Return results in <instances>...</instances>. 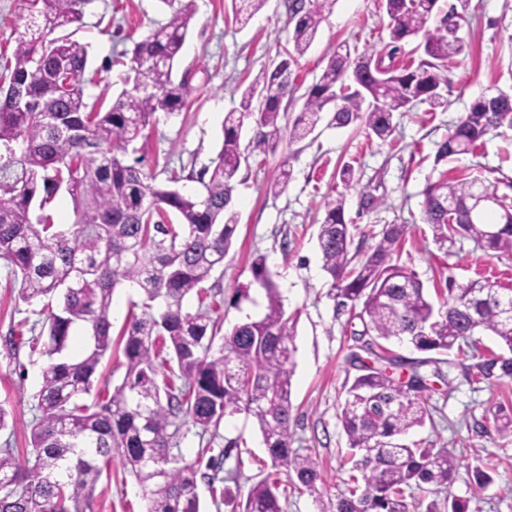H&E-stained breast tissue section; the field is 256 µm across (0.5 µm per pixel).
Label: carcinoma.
I'll return each instance as SVG.
<instances>
[{
	"label": "carcinoma",
	"mask_w": 512,
	"mask_h": 512,
	"mask_svg": "<svg viewBox=\"0 0 512 512\" xmlns=\"http://www.w3.org/2000/svg\"><path fill=\"white\" fill-rule=\"evenodd\" d=\"M90 0H28L30 13L19 33L14 66L0 82L27 87L26 102L0 99V260L21 279L23 298L56 299L49 310L42 354L47 363L38 395L40 412L32 451L24 461L0 448V512H94V491L103 469L118 455L126 471L146 489V512H200L197 476L203 459L218 464L233 448L211 456L212 439L224 419L243 413L256 424L274 469L297 478L316 496L320 512H410L406 492L438 493L448 487L457 459L445 448L402 441L430 416L428 381L442 377L439 359H408L389 348L396 339L420 352L445 354L467 347L479 356L475 333L496 336L512 354V295L475 279L446 278L448 298L437 305L414 273L399 264L405 225L391 224L373 250L351 252L345 196L328 202L318 244L331 294L362 329L353 331L372 356L347 385L340 420L353 452L347 489L322 499L314 460L290 450L291 380L295 368L297 317L286 314L265 258L252 263L254 282L266 306L222 332V289L211 282L224 265L238 224L233 192L248 156L276 149L287 115L284 100L298 58L314 40L336 0H285L293 50L282 63L261 71L245 88L240 106L224 118L223 139L211 165L189 172L201 188L183 194L172 184L145 182L142 171L121 154L148 138L157 114L188 106L191 74H174L193 18V0H163L172 8L165 25L136 43L132 87L112 105L85 101L82 77L87 46L58 30L82 21ZM470 0H458L443 26L471 22ZM438 0H385L390 36L386 54L351 56L339 44L302 111L288 128L302 140L319 122L346 127L360 122L385 141L393 115L413 105L448 106V71L463 45L457 36L424 38V57L402 63L397 43L418 36L437 11ZM512 128V96H482L449 131L438 149L444 160L474 151L490 131ZM252 136L242 142V132ZM64 190L74 202L69 230L53 222L48 206ZM424 223L440 246L467 238L487 253L512 256V203L478 176L439 178L424 192ZM496 208L499 220L487 221ZM175 215L172 221L169 215ZM135 284L141 300L112 338V299L117 286ZM81 328L84 350L70 351L71 333ZM120 350V382L99 383L106 355ZM500 367L512 378V357L477 364L491 374ZM94 396L90 404L84 397ZM205 442L198 458L177 452L187 423ZM493 483L490 470L475 467L472 495ZM280 480L253 484L242 512H284Z\"/></svg>",
	"instance_id": "cac0c4a2"
}]
</instances>
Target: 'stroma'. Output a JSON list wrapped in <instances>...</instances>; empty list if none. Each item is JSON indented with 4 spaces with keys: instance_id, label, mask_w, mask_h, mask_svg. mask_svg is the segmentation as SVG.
<instances>
[{
    "instance_id": "obj_1",
    "label": "stroma",
    "mask_w": 512,
    "mask_h": 512,
    "mask_svg": "<svg viewBox=\"0 0 512 512\" xmlns=\"http://www.w3.org/2000/svg\"><path fill=\"white\" fill-rule=\"evenodd\" d=\"M477 18L458 35L464 46L460 64L452 66L447 108L429 110L419 104L395 113L388 142L370 137L362 125L336 128L320 124L299 142H281L276 151L257 153L242 167L234 193L238 214L235 241L214 274L225 297L240 288L249 301L225 305L224 326L232 328L246 315L259 314L265 303L253 288L251 262L264 256L267 269L283 297L287 313L296 315L297 352L292 377L290 433L292 447L311 455L329 493L343 490L350 451L339 413L345 385L357 374L348 356L355 347L349 315L335 309L329 277L318 245L320 223L328 201L346 197L345 216L352 226L353 249L372 250L385 225L403 224L406 239L399 262L423 282L427 293L445 291L446 276L462 284L481 275L512 284V257L489 256L469 239L440 248L422 221L423 192L442 172L474 174L512 200V130L487 134L476 154L436 162L439 144L478 98L499 91L512 95V0H471ZM236 0H195V15L176 64L193 69L189 106L180 113L160 115L150 138L139 142L127 162H138L146 176L165 182L167 171L210 165L222 140L227 112L238 107L241 93L264 68L279 61L292 31L285 0H266L247 23L235 18ZM171 13L161 0H90L73 37L86 44L88 102L110 105L124 89V78L135 41L141 40ZM27 17L23 0H0V63L12 58ZM389 18L381 0H337L331 14L295 69L297 93L288 103L296 117L302 93L319 78L332 48L348 45L352 54L386 49ZM353 168L350 186L339 172ZM288 169L287 187L268 192L267 185ZM375 204H366V196ZM38 302H27L9 268L0 262V407L9 426L0 430V448H15L19 458L31 451V429L38 411V393L45 359L31 348V330L45 316ZM442 378L432 379V418L410 431L407 442L445 448L458 458L450 496L470 501L471 512H512V435L497 432L493 414L498 405H512V380L480 375L475 359L451 351L444 355ZM238 446L225 458L220 476L235 473L229 483L230 502L215 507L208 479L198 481L202 512H234L250 486L266 477L270 461L262 438L250 419L226 418L214 442ZM487 467L494 482L472 497L471 474ZM95 512H144L141 485L113 459L95 491Z\"/></svg>"
}]
</instances>
